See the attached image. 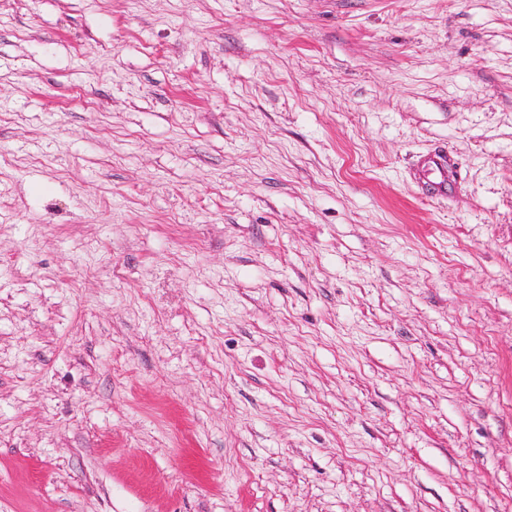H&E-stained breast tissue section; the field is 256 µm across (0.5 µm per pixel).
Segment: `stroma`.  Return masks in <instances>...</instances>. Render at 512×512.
Returning a JSON list of instances; mask_svg holds the SVG:
<instances>
[{
	"label": "stroma",
	"instance_id": "35a3bbf8",
	"mask_svg": "<svg viewBox=\"0 0 512 512\" xmlns=\"http://www.w3.org/2000/svg\"><path fill=\"white\" fill-rule=\"evenodd\" d=\"M0 512H512V0H5Z\"/></svg>",
	"mask_w": 512,
	"mask_h": 512
}]
</instances>
